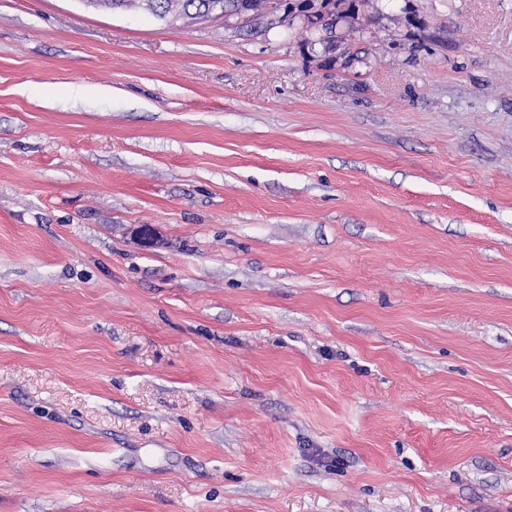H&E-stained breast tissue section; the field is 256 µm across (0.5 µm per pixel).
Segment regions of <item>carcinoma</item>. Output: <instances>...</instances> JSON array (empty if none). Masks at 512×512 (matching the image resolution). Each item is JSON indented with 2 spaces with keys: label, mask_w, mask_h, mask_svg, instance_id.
I'll use <instances>...</instances> for the list:
<instances>
[{
  "label": "carcinoma",
  "mask_w": 512,
  "mask_h": 512,
  "mask_svg": "<svg viewBox=\"0 0 512 512\" xmlns=\"http://www.w3.org/2000/svg\"><path fill=\"white\" fill-rule=\"evenodd\" d=\"M154 15L165 18L219 15L224 18L242 12L250 15H274L283 13L293 21L306 20L303 27L318 42L335 38L336 26L358 19L357 0H140Z\"/></svg>",
  "instance_id": "1"
}]
</instances>
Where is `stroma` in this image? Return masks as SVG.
I'll use <instances>...</instances> for the list:
<instances>
[{
    "instance_id": "35a3bbf8",
    "label": "stroma",
    "mask_w": 512,
    "mask_h": 512,
    "mask_svg": "<svg viewBox=\"0 0 512 512\" xmlns=\"http://www.w3.org/2000/svg\"><path fill=\"white\" fill-rule=\"evenodd\" d=\"M308 38L0 0V512H512V0Z\"/></svg>"
}]
</instances>
